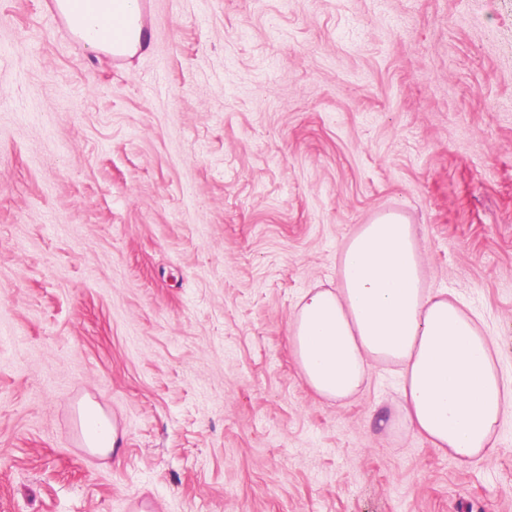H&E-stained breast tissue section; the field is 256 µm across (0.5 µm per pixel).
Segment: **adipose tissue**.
Masks as SVG:
<instances>
[{"instance_id": "ef3b65f1", "label": "adipose tissue", "mask_w": 512, "mask_h": 512, "mask_svg": "<svg viewBox=\"0 0 512 512\" xmlns=\"http://www.w3.org/2000/svg\"><path fill=\"white\" fill-rule=\"evenodd\" d=\"M85 45L132 35L139 0H65ZM337 289H308L288 323L294 362L305 383L336 402L355 396L371 369L400 368L397 423L433 448L467 463L488 455L512 384L497 366V347L477 314L425 285L420 242L395 214L361 225L338 259ZM91 452L106 456L117 439L92 404L83 409Z\"/></svg>"}]
</instances>
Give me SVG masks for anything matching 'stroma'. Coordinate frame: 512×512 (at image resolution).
Masks as SVG:
<instances>
[{"label": "stroma", "mask_w": 512, "mask_h": 512, "mask_svg": "<svg viewBox=\"0 0 512 512\" xmlns=\"http://www.w3.org/2000/svg\"><path fill=\"white\" fill-rule=\"evenodd\" d=\"M54 8L0 0V512H512L511 417L463 464L288 343L394 213L512 378V0H152L119 61ZM84 431L88 449L98 455L108 456L114 451L117 439L110 421L92 404L83 409Z\"/></svg>", "instance_id": "obj_1"}]
</instances>
